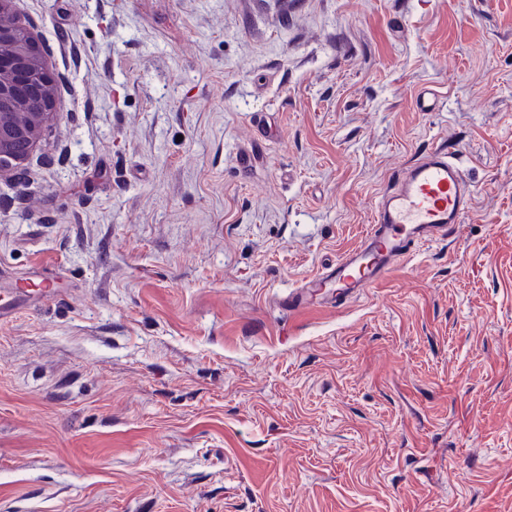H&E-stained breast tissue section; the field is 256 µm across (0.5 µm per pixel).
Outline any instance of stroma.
Here are the masks:
<instances>
[{
    "label": "stroma",
    "mask_w": 512,
    "mask_h": 512,
    "mask_svg": "<svg viewBox=\"0 0 512 512\" xmlns=\"http://www.w3.org/2000/svg\"><path fill=\"white\" fill-rule=\"evenodd\" d=\"M11 15L56 120L0 181V289L63 298L0 322V512H512V0ZM436 147L462 223L284 312Z\"/></svg>",
    "instance_id": "1"
}]
</instances>
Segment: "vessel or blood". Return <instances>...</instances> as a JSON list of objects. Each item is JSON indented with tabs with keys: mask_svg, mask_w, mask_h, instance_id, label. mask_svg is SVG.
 I'll list each match as a JSON object with an SVG mask.
<instances>
[{
	"mask_svg": "<svg viewBox=\"0 0 512 512\" xmlns=\"http://www.w3.org/2000/svg\"><path fill=\"white\" fill-rule=\"evenodd\" d=\"M470 187L455 154L435 148L394 176L381 193L360 245L336 264L289 289V311L310 306L316 296L333 305L361 295L384 280L394 265L420 244L444 237L469 208ZM55 278L44 275L32 288H13L0 297V322L35 298H58Z\"/></svg>",
	"mask_w": 512,
	"mask_h": 512,
	"instance_id": "obj_1",
	"label": "vessel or blood"
}]
</instances>
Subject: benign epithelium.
<instances>
[{
    "label": "benign epithelium",
    "instance_id": "obj_1",
    "mask_svg": "<svg viewBox=\"0 0 512 512\" xmlns=\"http://www.w3.org/2000/svg\"><path fill=\"white\" fill-rule=\"evenodd\" d=\"M11 2L0 0V42L13 41L10 53L0 55V106L20 104L25 111L7 123L0 119V180L19 181L18 166L55 115V77L29 30L9 17Z\"/></svg>",
    "mask_w": 512,
    "mask_h": 512
}]
</instances>
